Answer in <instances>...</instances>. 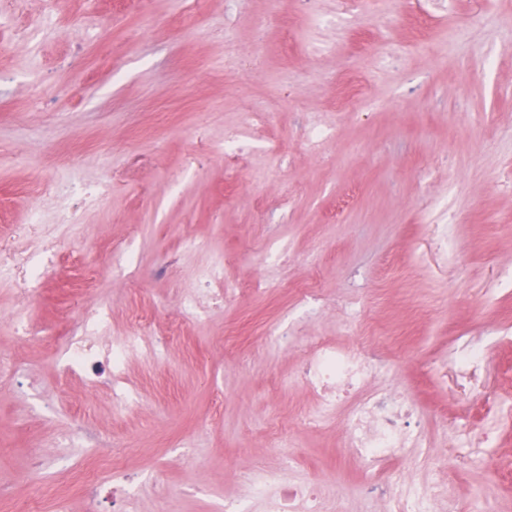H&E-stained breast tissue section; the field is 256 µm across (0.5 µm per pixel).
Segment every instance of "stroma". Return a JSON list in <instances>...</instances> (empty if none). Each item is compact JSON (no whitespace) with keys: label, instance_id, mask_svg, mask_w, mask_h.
Instances as JSON below:
<instances>
[{"label":"stroma","instance_id":"stroma-1","mask_svg":"<svg viewBox=\"0 0 512 512\" xmlns=\"http://www.w3.org/2000/svg\"><path fill=\"white\" fill-rule=\"evenodd\" d=\"M344 6L202 0L192 15L186 0H24L21 18H0V318L30 265L49 263L25 315L35 338L12 352L20 378L0 381V512L35 494L41 512L61 496L88 512L76 482L89 458L59 449L46 493L30 478L34 456L76 425L133 443L122 462L143 480L139 512H220L249 470L283 463L294 480L335 481L326 512H388L360 493L347 409L298 424L313 403L295 375L307 339L339 341L352 313L397 341L374 388L408 392L445 451L444 466L397 471L446 481L460 512H512V0H452L445 14L391 0L385 33ZM231 46L261 50L262 71L225 74ZM364 86L367 107L345 108ZM258 103L272 119L255 145L277 182L255 178L253 158L224 157L225 127ZM315 121L332 136L312 148ZM73 205L78 226H62ZM188 236L202 248L185 250ZM120 242L129 258L113 255ZM219 255L231 293L190 319L181 293ZM258 278L268 294L241 292ZM302 288L320 304L302 305ZM100 302L113 335L137 311L167 345L164 360H130L144 408L121 419L106 387L54 366ZM271 323L287 349L261 341ZM476 337L486 360L460 378L451 352ZM271 414L294 433L290 452L267 447Z\"/></svg>","mask_w":512,"mask_h":512}]
</instances>
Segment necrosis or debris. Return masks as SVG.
<instances>
[{
  "instance_id": "1",
  "label": "necrosis or debris",
  "mask_w": 512,
  "mask_h": 512,
  "mask_svg": "<svg viewBox=\"0 0 512 512\" xmlns=\"http://www.w3.org/2000/svg\"><path fill=\"white\" fill-rule=\"evenodd\" d=\"M224 263L216 261L200 275L197 287L183 296L186 312L201 315L200 297L223 302ZM152 321L137 318L123 335L112 333L110 312L99 307L80 319L77 328L63 337L57 348L56 364L62 376L76 377L89 387L107 381L112 394L114 416L138 413L143 402L126 383L130 358L143 351L164 358L165 347L152 338ZM346 344L312 340L307 359L299 370L300 380L314 394L313 404L304 416L305 423L317 427L342 406H349L343 446L366 471L362 494L370 500L388 499L390 512H431L433 504L446 499L447 485L439 482L420 492L410 489L405 478H391L389 463L407 456L409 449L426 445L425 418L416 403L397 389L370 390L383 361L363 341L364 330L358 318L344 322ZM120 449L101 455L100 468L112 483V512H138L139 480L115 463ZM249 498L262 500L265 512H321L326 497L335 495L334 486L314 477L303 484L290 482L287 468L261 469L247 479Z\"/></svg>"
}]
</instances>
